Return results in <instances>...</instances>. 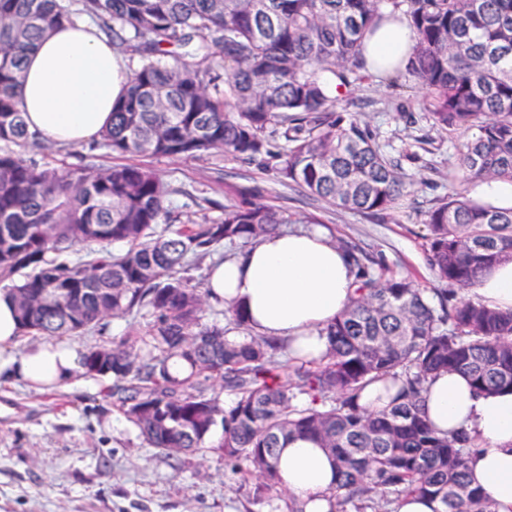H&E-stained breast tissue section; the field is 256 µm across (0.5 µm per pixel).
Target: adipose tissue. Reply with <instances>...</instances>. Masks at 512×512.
<instances>
[{"label":"adipose tissue","mask_w":512,"mask_h":512,"mask_svg":"<svg viewBox=\"0 0 512 512\" xmlns=\"http://www.w3.org/2000/svg\"><path fill=\"white\" fill-rule=\"evenodd\" d=\"M412 41L406 19L384 18L366 40L363 57L373 72L404 61ZM131 72L112 42L82 18L46 32L29 52L19 87L30 130L61 147L77 146L112 121V106L126 92ZM206 289L224 306L242 307L251 330L291 341L295 356L326 350L324 327L355 297V276L342 250L323 229L272 233L230 259L212 265ZM488 307L512 310V260L485 273L470 290ZM16 305L0 289V375L37 387L66 385L82 362L74 343L49 340L19 353ZM425 416L440 433L466 432L474 441L468 462L472 487L512 512V393L483 394L458 373L442 372L427 384ZM283 487L304 512H330L338 481L326 449L296 438L279 449Z\"/></svg>","instance_id":"ef3b65f1"}]
</instances>
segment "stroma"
Returning <instances> with one entry per match:
<instances>
[{"instance_id":"35a3bbf8","label":"stroma","mask_w":512,"mask_h":512,"mask_svg":"<svg viewBox=\"0 0 512 512\" xmlns=\"http://www.w3.org/2000/svg\"><path fill=\"white\" fill-rule=\"evenodd\" d=\"M350 96L361 100L355 115L387 152L410 154L402 170L416 192L380 221L336 209L281 185L273 171L220 154L146 156L141 163L185 194L211 200L202 211L176 197L179 223L220 217L222 205L239 193H258L292 217H316L331 236L357 243L390 272L436 288L424 257L425 213L453 188L448 173L453 144L462 135L434 128L418 112L422 90L412 81L373 75L353 86ZM148 323L139 315L109 317L75 342L86 350L110 346L143 334ZM111 386V378L81 370L51 389L0 381V512H278L275 505L253 503L219 455L177 462L152 448L113 407Z\"/></svg>"}]
</instances>
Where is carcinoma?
I'll use <instances>...</instances> for the list:
<instances>
[{"mask_svg": "<svg viewBox=\"0 0 512 512\" xmlns=\"http://www.w3.org/2000/svg\"><path fill=\"white\" fill-rule=\"evenodd\" d=\"M128 59L133 75L101 143L117 155L224 157L353 213L379 216L412 193L398 159L338 101L365 78L362 44L384 11L408 21L413 45L399 77L423 90L433 126L466 134L453 180L512 182V0H75ZM59 0H0V288L21 329L45 339L81 336L116 314L147 310L145 336L84 356L86 373L112 378V405L168 458L216 453L257 502L281 497L277 449L295 437L329 449L339 482L331 512H397L426 495L436 512H494L469 486L470 437L438 434L423 412L428 379L463 373L480 393L512 391V311L467 298L480 275L512 258V207L461 188L426 211V259L436 299L407 277L339 242L360 297L324 329L326 352L271 367L285 340L238 335L201 321L207 292L190 275L219 245L242 248L292 220L259 194L239 195L217 219L174 221L181 190L135 164L75 167L26 160L53 147L28 129L17 88L41 35L70 19ZM124 242L119 254L98 248ZM89 250L73 257L74 246ZM188 373L171 377L168 363ZM218 380L235 402L206 394ZM380 383L386 408L361 392ZM221 440L210 442L215 427ZM257 482H252V479Z\"/></svg>", "mask_w": 512, "mask_h": 512, "instance_id": "1", "label": "carcinoma"}]
</instances>
